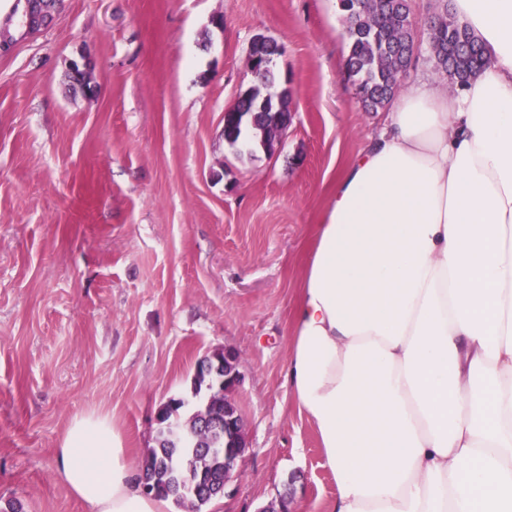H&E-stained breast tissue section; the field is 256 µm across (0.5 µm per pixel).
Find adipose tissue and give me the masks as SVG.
Returning a JSON list of instances; mask_svg holds the SVG:
<instances>
[{"label": "adipose tissue", "mask_w": 512, "mask_h": 512, "mask_svg": "<svg viewBox=\"0 0 512 512\" xmlns=\"http://www.w3.org/2000/svg\"><path fill=\"white\" fill-rule=\"evenodd\" d=\"M487 63L424 83L337 178L286 381L336 479L330 512H512V0H451ZM88 512H162L118 436L76 425Z\"/></svg>", "instance_id": "1"}]
</instances>
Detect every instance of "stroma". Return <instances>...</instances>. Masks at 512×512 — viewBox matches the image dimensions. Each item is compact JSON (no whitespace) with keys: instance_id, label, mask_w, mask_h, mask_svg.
Returning a JSON list of instances; mask_svg holds the SVG:
<instances>
[{"instance_id":"1","label":"stroma","mask_w":512,"mask_h":512,"mask_svg":"<svg viewBox=\"0 0 512 512\" xmlns=\"http://www.w3.org/2000/svg\"><path fill=\"white\" fill-rule=\"evenodd\" d=\"M421 44L401 85L448 89L427 45L438 0H408ZM282 44L292 123L278 153L230 146L224 113L255 82L250 41ZM339 0H57L0 54V497L87 512L57 475L80 420L141 464L197 363L231 349L249 450L202 512H296L336 496L285 382L292 313L347 159L384 127L343 85ZM96 91L72 92L70 61Z\"/></svg>"}]
</instances>
